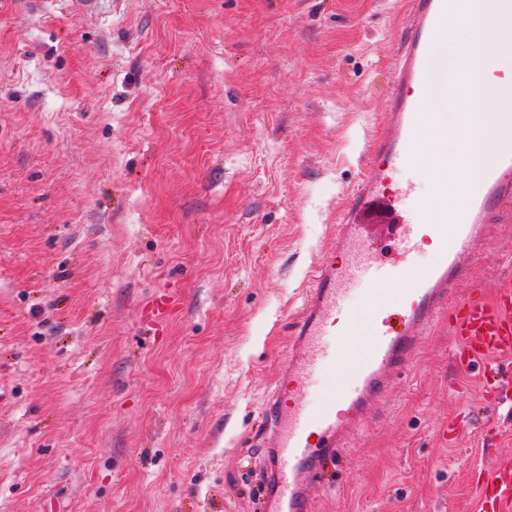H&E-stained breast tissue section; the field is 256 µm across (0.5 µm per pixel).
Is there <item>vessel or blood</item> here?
<instances>
[{"mask_svg": "<svg viewBox=\"0 0 512 512\" xmlns=\"http://www.w3.org/2000/svg\"><path fill=\"white\" fill-rule=\"evenodd\" d=\"M407 4L397 67L384 98L390 133L372 144L334 241L311 276L280 380L262 407L269 457L263 512H312L311 486L384 403L440 316L448 318L458 370L512 353V276L497 281L490 300L469 283L472 265L487 257L486 224L512 206V113L488 116L493 157L477 179L439 170L431 195L418 193L422 166L440 146L425 133L426 104L440 89L465 98L471 67L450 73L430 68L441 24L456 0ZM394 173L402 179L390 190L386 184ZM382 201L400 222L393 264L379 261L363 238L365 213ZM427 246L434 261L424 268L417 257ZM367 278L376 287L363 308L353 309L350 292ZM465 282L470 288L463 293ZM315 377L324 392L312 407L307 390ZM478 512H512V463L484 478Z\"/></svg>", "mask_w": 512, "mask_h": 512, "instance_id": "vessel-or-blood-1", "label": "vessel or blood"}]
</instances>
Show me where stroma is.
I'll use <instances>...</instances> for the list:
<instances>
[{
  "label": "stroma",
  "mask_w": 512,
  "mask_h": 512,
  "mask_svg": "<svg viewBox=\"0 0 512 512\" xmlns=\"http://www.w3.org/2000/svg\"><path fill=\"white\" fill-rule=\"evenodd\" d=\"M403 9L0 0V512H258L260 408L388 131ZM487 236L489 291L512 216ZM453 346L423 337L314 512H477L512 462V382L487 401Z\"/></svg>",
  "instance_id": "1"
}]
</instances>
